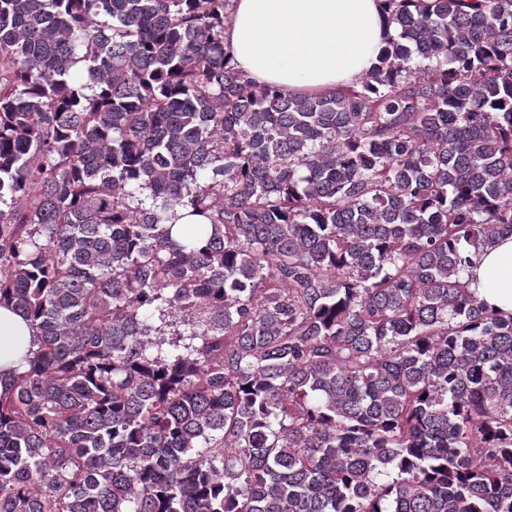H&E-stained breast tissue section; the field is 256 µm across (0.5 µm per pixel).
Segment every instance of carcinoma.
I'll use <instances>...</instances> for the list:
<instances>
[{
    "mask_svg": "<svg viewBox=\"0 0 512 512\" xmlns=\"http://www.w3.org/2000/svg\"><path fill=\"white\" fill-rule=\"evenodd\" d=\"M229 2L0 0V512H512V0L304 96ZM470 289L488 306L512 312V237L498 240L470 269ZM32 330L16 311L0 307V372L4 377L16 366L15 357L32 346Z\"/></svg>",
    "mask_w": 512,
    "mask_h": 512,
    "instance_id": "carcinoma-1",
    "label": "carcinoma"
}]
</instances>
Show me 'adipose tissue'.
<instances>
[{
  "label": "adipose tissue",
  "instance_id": "1",
  "mask_svg": "<svg viewBox=\"0 0 512 512\" xmlns=\"http://www.w3.org/2000/svg\"><path fill=\"white\" fill-rule=\"evenodd\" d=\"M393 31L383 0H233L224 40L257 85L311 95L359 85ZM469 275L479 299L512 312V237L484 251ZM32 343L26 319L0 307V372Z\"/></svg>",
  "mask_w": 512,
  "mask_h": 512
}]
</instances>
